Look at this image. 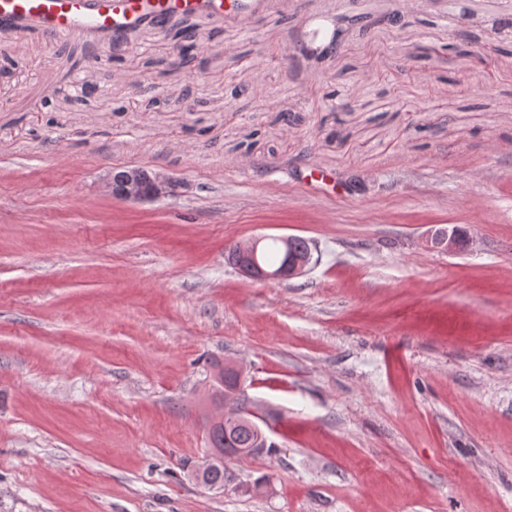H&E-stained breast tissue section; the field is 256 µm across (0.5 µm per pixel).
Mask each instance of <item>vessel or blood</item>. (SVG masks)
Returning <instances> with one entry per match:
<instances>
[{"label": "vessel or blood", "instance_id": "b4317fda", "mask_svg": "<svg viewBox=\"0 0 512 512\" xmlns=\"http://www.w3.org/2000/svg\"><path fill=\"white\" fill-rule=\"evenodd\" d=\"M245 8L246 0H0V22L49 39L76 30L111 38L142 25H164L176 13L221 17Z\"/></svg>", "mask_w": 512, "mask_h": 512}]
</instances>
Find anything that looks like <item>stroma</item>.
<instances>
[{"label": "stroma", "mask_w": 512, "mask_h": 512, "mask_svg": "<svg viewBox=\"0 0 512 512\" xmlns=\"http://www.w3.org/2000/svg\"><path fill=\"white\" fill-rule=\"evenodd\" d=\"M123 167L184 187L119 200ZM278 236L317 264L225 261ZM213 358L276 445L223 493L183 471ZM0 512H512V0L0 26ZM262 240L263 238L259 237L251 239L247 242L238 243L239 251L242 255L255 256L258 250V246ZM279 240L284 246L285 250H288V262H294H289L282 269L271 272L281 268L287 257V252L277 244ZM279 240L273 239L274 242L272 247H266L263 244L260 245L257 252V259L261 267L259 265L251 266L250 261L247 258H242L239 254H237L236 250H234V247L229 248L227 253V261L236 268H249L251 266L250 269L246 270L245 272H247L253 278L260 280H290L302 275L304 272H306L307 267L313 265V252L312 249L309 251L310 245L306 239L293 236L288 240L287 236L281 237ZM307 253L308 255L305 259L296 260L298 258H303Z\"/></svg>", "instance_id": "obj_1"}]
</instances>
